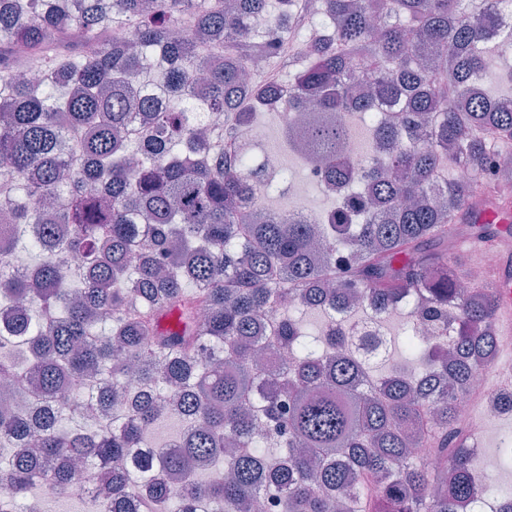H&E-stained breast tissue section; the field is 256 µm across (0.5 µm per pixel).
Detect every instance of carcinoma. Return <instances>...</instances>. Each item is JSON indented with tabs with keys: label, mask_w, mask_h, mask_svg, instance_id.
<instances>
[{
	"label": "carcinoma",
	"mask_w": 512,
	"mask_h": 512,
	"mask_svg": "<svg viewBox=\"0 0 512 512\" xmlns=\"http://www.w3.org/2000/svg\"><path fill=\"white\" fill-rule=\"evenodd\" d=\"M317 15L331 33L308 41ZM115 18L134 41L107 40ZM252 20L273 24L286 102L243 82ZM505 43L495 0H0V398L18 401L0 410V503L45 512L52 489L95 512H249L272 492L281 512H475L489 487L458 400L499 347V302L461 288L448 225L497 236L478 215L512 186L490 158L512 144V87L483 80ZM155 57L163 103L137 84ZM381 100L401 111L378 119ZM282 105L313 107L281 120L288 143L343 186L323 224L242 206L292 183L261 189L241 141ZM355 114L372 123L362 171ZM356 302L416 304L418 367L370 374L350 343L377 337L336 325ZM303 310L324 313L320 335ZM132 373L146 394L129 401ZM169 419L177 437L148 445Z\"/></svg>",
	"instance_id": "obj_1"
}]
</instances>
